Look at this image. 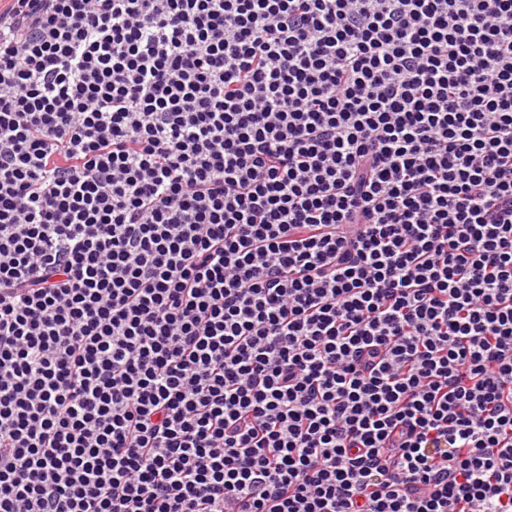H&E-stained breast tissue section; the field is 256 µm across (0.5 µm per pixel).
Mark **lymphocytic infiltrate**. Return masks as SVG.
<instances>
[{
	"instance_id": "f902f5d3",
	"label": "lymphocytic infiltrate",
	"mask_w": 512,
	"mask_h": 512,
	"mask_svg": "<svg viewBox=\"0 0 512 512\" xmlns=\"http://www.w3.org/2000/svg\"><path fill=\"white\" fill-rule=\"evenodd\" d=\"M0 512H512V0H8Z\"/></svg>"
}]
</instances>
